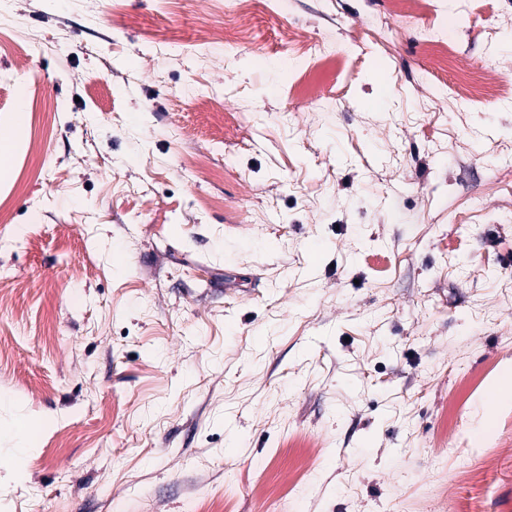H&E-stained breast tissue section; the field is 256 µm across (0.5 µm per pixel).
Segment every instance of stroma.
<instances>
[{
    "instance_id": "35a3bbf8",
    "label": "stroma",
    "mask_w": 512,
    "mask_h": 512,
    "mask_svg": "<svg viewBox=\"0 0 512 512\" xmlns=\"http://www.w3.org/2000/svg\"><path fill=\"white\" fill-rule=\"evenodd\" d=\"M224 2L0 0V512H512V0ZM246 37L247 33L244 30L228 33L224 31L223 28L214 27L206 31L199 40L207 47V49L222 51L226 49L228 45L237 43L239 40H243ZM17 431L20 435V441L18 442V448L12 455H10L7 458H4V460H1V465L6 466L7 468H10L15 471L23 470L25 467V458H26V451H25V443L23 441V436H25L28 433V426L26 423V420L20 416L17 419L16 422Z\"/></svg>"
}]
</instances>
